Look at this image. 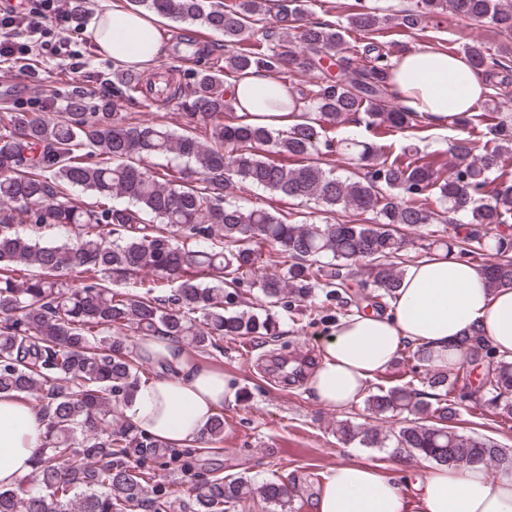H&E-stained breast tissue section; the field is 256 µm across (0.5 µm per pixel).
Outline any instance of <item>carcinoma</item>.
Here are the masks:
<instances>
[{
	"label": "carcinoma",
	"mask_w": 512,
	"mask_h": 512,
	"mask_svg": "<svg viewBox=\"0 0 512 512\" xmlns=\"http://www.w3.org/2000/svg\"><path fill=\"white\" fill-rule=\"evenodd\" d=\"M173 22L191 21L224 36L223 63L208 61L196 39L183 41L191 66L157 90L135 66L112 65V94L95 102L75 88L59 113L5 112L0 116V394L41 407L46 432L29 486L0 489V512H173L177 497L160 479V466L197 478L193 512H231L248 500L288 512L282 477L257 485L242 478L194 471L195 448L178 450L140 431L129 419L112 421V404L131 403L149 362L128 332L170 336L198 351H222L224 338L277 336L269 310L306 303L316 291L325 304L316 316H348L368 307L382 312L405 271L404 229L452 227L441 247L455 259L479 260L487 287L512 288V118L488 128L493 147L472 154L471 140H452L451 174L438 176L424 156H385L376 140L422 132L426 118L391 105L393 52L379 41L385 19L357 0L346 24H301V0H132ZM487 21L512 35V0H411L397 15L406 31L422 29L429 14ZM263 39L256 40V30ZM362 45L345 46L344 32ZM472 71L509 97L512 64L480 44L463 48ZM318 71L310 89L288 86L293 68ZM263 71L288 90L305 122L284 131L248 124L237 115L230 78ZM163 101L181 109L179 128L133 122L130 110ZM362 113L370 141L336 140V127ZM365 163L342 177L314 154L333 151ZM244 183L278 201H315L324 211L361 220H290L276 208H248L229 196ZM78 188L102 200L89 206L67 196ZM437 195L441 210L426 201ZM37 232L68 230L60 244L43 245L14 228V212ZM278 255V272L262 274L263 252ZM491 251L489 263L483 253ZM369 279L353 282L352 267ZM145 272L133 292L112 279ZM257 289L251 308L238 293ZM462 359L448 368L428 364L425 392L411 385L369 392L365 408L382 423L338 421L345 444L383 448L390 441L441 465L479 464L512 473V448L458 433L451 422L463 395L459 381L486 357L479 407L512 415V361L497 355L481 326L460 340Z\"/></svg>",
	"instance_id": "1"
}]
</instances>
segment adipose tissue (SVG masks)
<instances>
[{
	"label": "adipose tissue",
	"mask_w": 512,
	"mask_h": 512,
	"mask_svg": "<svg viewBox=\"0 0 512 512\" xmlns=\"http://www.w3.org/2000/svg\"><path fill=\"white\" fill-rule=\"evenodd\" d=\"M109 22L99 50L122 65L149 67L161 58L157 15L124 8L114 0L102 14ZM396 103L427 115L436 129L475 112L488 87L459 55L411 50L395 63ZM235 107L248 123L279 129L293 123L289 108L268 102L286 91L265 73L234 85ZM482 326L498 354L512 360V289L490 291L476 267L438 255L408 265L401 288L381 314H353L336 325L309 380L313 396L340 409L358 400L407 344L425 348L432 364L457 361L458 339ZM141 356L163 362L166 374L142 385L126 414L143 432L176 448H195L211 418L234 401L237 386L211 366L189 360L168 336L139 342ZM46 425L35 401L0 394V488H14L34 468ZM418 512H512V475L489 478L477 464L431 468L416 486ZM317 512H408L407 496L379 465L340 462L324 476Z\"/></svg>",
	"instance_id": "adipose-tissue-1"
}]
</instances>
